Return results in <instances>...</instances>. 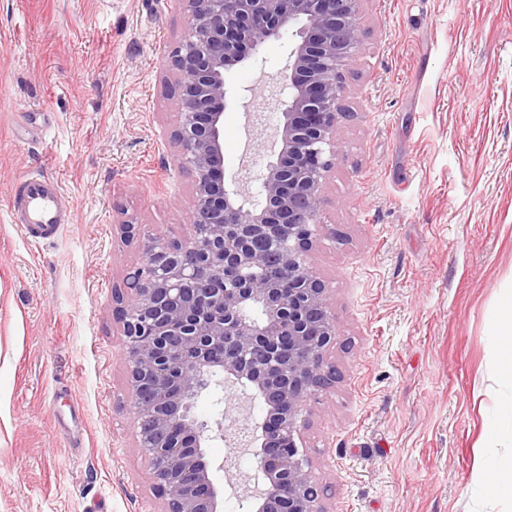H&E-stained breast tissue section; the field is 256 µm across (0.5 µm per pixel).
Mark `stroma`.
Returning <instances> with one entry per match:
<instances>
[{
	"mask_svg": "<svg viewBox=\"0 0 512 512\" xmlns=\"http://www.w3.org/2000/svg\"><path fill=\"white\" fill-rule=\"evenodd\" d=\"M338 150L311 262L328 287L339 375L302 442L325 512H512L478 493L491 318L512 297V0H363ZM178 0H0V512H161L125 392L112 292L136 263L122 221L185 235L190 178L170 138ZM291 33L224 73V171L257 196ZM250 109H243L246 93ZM53 178L68 222L39 243L10 204ZM193 412L249 430L263 405L215 385ZM210 477L255 459L220 439Z\"/></svg>",
	"mask_w": 512,
	"mask_h": 512,
	"instance_id": "obj_1",
	"label": "stroma"
}]
</instances>
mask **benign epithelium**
Listing matches in <instances>:
<instances>
[{"mask_svg":"<svg viewBox=\"0 0 512 512\" xmlns=\"http://www.w3.org/2000/svg\"><path fill=\"white\" fill-rule=\"evenodd\" d=\"M188 33L168 54L177 124L170 138L191 176L188 234L169 239L125 221L139 264L112 294L123 337L137 447L147 456L162 512H221L205 445L224 438L191 415L214 377L264 407L253 456L264 488L250 512H325V488L302 451L307 401L336 383L327 288L310 261L326 173L336 155L344 71L360 44L361 0H180ZM295 29L283 81L279 149L262 175V200L224 175L226 68L258 57ZM262 239L278 254L254 246Z\"/></svg>","mask_w":512,"mask_h":512,"instance_id":"obj_1","label":"benign epithelium"}]
</instances>
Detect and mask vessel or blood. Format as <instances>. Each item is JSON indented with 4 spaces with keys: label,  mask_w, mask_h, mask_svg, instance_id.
I'll return each mask as SVG.
<instances>
[{
    "label": "vessel or blood",
    "mask_w": 512,
    "mask_h": 512,
    "mask_svg": "<svg viewBox=\"0 0 512 512\" xmlns=\"http://www.w3.org/2000/svg\"><path fill=\"white\" fill-rule=\"evenodd\" d=\"M11 213L24 236L31 240L54 235L66 221L64 193L58 181L27 178L11 204Z\"/></svg>",
    "instance_id": "obj_1"
}]
</instances>
